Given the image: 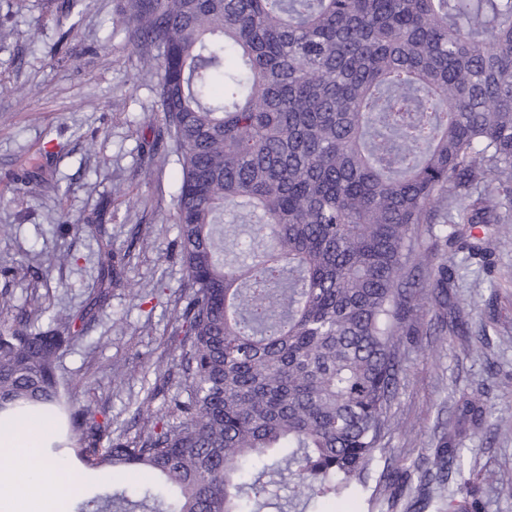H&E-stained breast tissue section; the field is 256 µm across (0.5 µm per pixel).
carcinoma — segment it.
<instances>
[{"instance_id":"1","label":"carcinoma","mask_w":512,"mask_h":512,"mask_svg":"<svg viewBox=\"0 0 512 512\" xmlns=\"http://www.w3.org/2000/svg\"><path fill=\"white\" fill-rule=\"evenodd\" d=\"M78 0L56 17L66 41ZM181 166L176 224L191 301L181 315L187 399L145 436L98 447L109 424L73 407L58 374L87 308L44 331L0 326V417L45 419L101 472L78 512H259L276 455L306 505L355 501L383 451L421 297L486 253L476 224L512 207V0H123ZM250 218L228 266L224 216ZM439 224L433 245L420 227ZM101 274L120 280L110 245ZM467 464L443 446L420 476ZM142 471V499L113 489ZM382 471L372 497L392 489ZM446 512H479L448 496Z\"/></svg>"}]
</instances>
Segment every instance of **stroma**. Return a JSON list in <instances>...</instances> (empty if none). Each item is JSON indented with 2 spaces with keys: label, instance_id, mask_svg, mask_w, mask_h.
Returning <instances> with one entry per match:
<instances>
[{
  "label": "stroma",
  "instance_id": "stroma-1",
  "mask_svg": "<svg viewBox=\"0 0 512 512\" xmlns=\"http://www.w3.org/2000/svg\"><path fill=\"white\" fill-rule=\"evenodd\" d=\"M62 2L0 0V291L18 314L39 298L44 311L29 325L43 330L51 315L79 309L100 289V243L122 259L123 284L110 288L60 362L74 403L92 400L110 420L105 447L149 430L143 408L164 411L187 395L175 333L190 300L175 224L180 165L163 139L156 72L129 43L120 0H80L63 46ZM25 172L49 187L24 186ZM485 235L488 263L461 266L448 305L471 327L486 325L492 341L480 348L443 334L430 306L419 331L402 336L395 426L382 440L399 491L375 512H408L414 466L450 437L472 466L450 487L433 486L424 512L462 488L481 512H512V232L489 224ZM476 394L493 417L457 428L458 404ZM41 457L54 467L45 489L59 495L61 512L100 491L99 472L73 449L45 448ZM72 475L77 488L59 492Z\"/></svg>",
  "mask_w": 512,
  "mask_h": 512
}]
</instances>
